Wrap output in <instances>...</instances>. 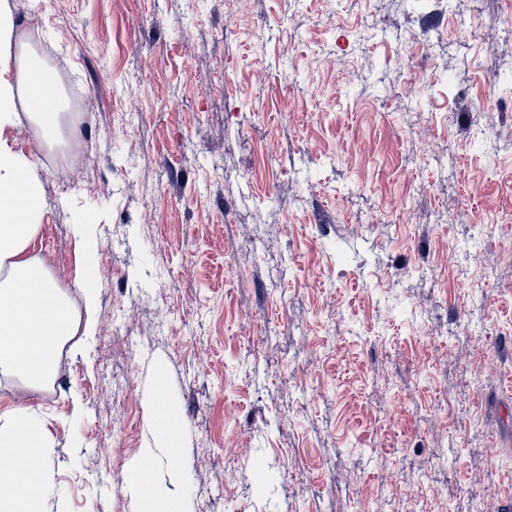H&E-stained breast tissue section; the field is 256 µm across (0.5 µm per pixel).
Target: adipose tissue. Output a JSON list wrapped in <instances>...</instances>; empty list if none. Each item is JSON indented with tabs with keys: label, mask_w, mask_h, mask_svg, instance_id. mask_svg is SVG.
Wrapping results in <instances>:
<instances>
[{
	"label": "adipose tissue",
	"mask_w": 512,
	"mask_h": 512,
	"mask_svg": "<svg viewBox=\"0 0 512 512\" xmlns=\"http://www.w3.org/2000/svg\"><path fill=\"white\" fill-rule=\"evenodd\" d=\"M44 67L30 61L24 74L29 112L36 136L53 139L59 112L43 109ZM42 212L40 184L31 164L0 149V368L35 383L51 382L65 342L79 319L35 255ZM51 442L40 416L21 414L0 422V512H39L51 494V479L40 474L27 480L32 462L49 454Z\"/></svg>",
	"instance_id": "ef3b65f1"
}]
</instances>
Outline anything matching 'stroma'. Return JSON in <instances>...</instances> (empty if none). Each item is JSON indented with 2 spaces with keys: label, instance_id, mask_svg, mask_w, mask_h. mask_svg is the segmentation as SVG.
Masks as SVG:
<instances>
[{
  "label": "stroma",
  "instance_id": "stroma-1",
  "mask_svg": "<svg viewBox=\"0 0 512 512\" xmlns=\"http://www.w3.org/2000/svg\"><path fill=\"white\" fill-rule=\"evenodd\" d=\"M434 8L0 0V145L36 165L34 252L94 325L49 384L0 370V415L46 421L43 512H142L143 461L179 512H504L512 0H451L429 34ZM28 34L56 68L53 148ZM44 73V67L37 60H31L26 67L24 84L28 90L29 112L34 121V133L42 139L51 140L55 137L59 128L60 112H58L57 105L55 111L52 112L54 97L50 89L53 81L49 77L44 95L45 110L47 112H44L41 97V85ZM162 408L155 409L158 414L159 423L156 426V433L162 448H166L170 456H176L179 447L178 435L180 429V418L178 412L167 404Z\"/></svg>",
  "mask_w": 512,
  "mask_h": 512
}]
</instances>
